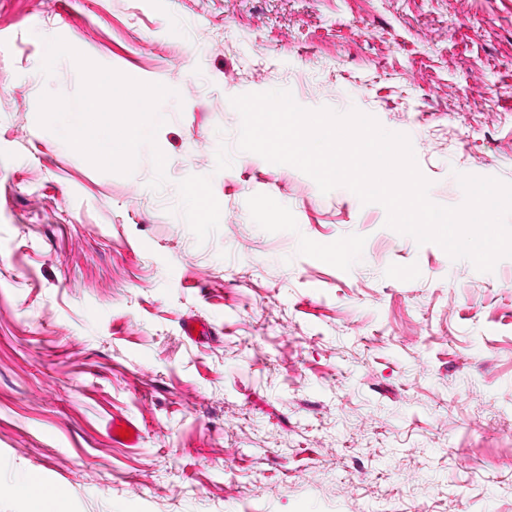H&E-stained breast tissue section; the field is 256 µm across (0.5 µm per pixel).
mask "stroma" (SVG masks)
Masks as SVG:
<instances>
[{"mask_svg":"<svg viewBox=\"0 0 512 512\" xmlns=\"http://www.w3.org/2000/svg\"><path fill=\"white\" fill-rule=\"evenodd\" d=\"M54 36L176 90L161 190L152 148L123 176L38 125L80 86L42 73ZM277 88L407 135L437 204L512 183V0H0V483L44 476L54 512H512V257L239 151L232 97ZM119 429H125L129 432L130 437L122 439L119 435ZM109 434L112 436V442L125 445L127 447L134 446L139 440V429L128 419L113 418L108 428Z\"/></svg>","mask_w":512,"mask_h":512,"instance_id":"35a3bbf8","label":"stroma"}]
</instances>
